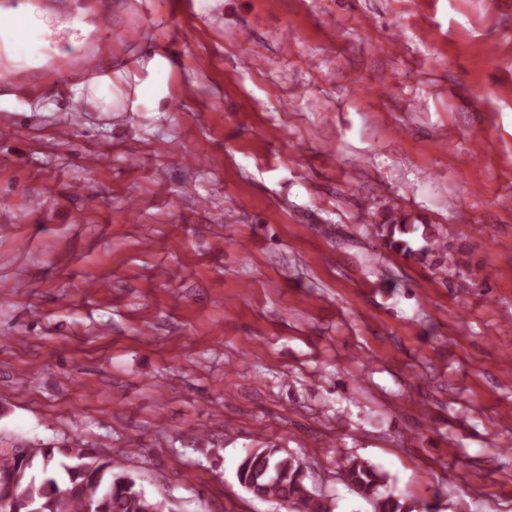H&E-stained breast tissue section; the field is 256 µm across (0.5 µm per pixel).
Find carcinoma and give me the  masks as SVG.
Segmentation results:
<instances>
[{"mask_svg":"<svg viewBox=\"0 0 512 512\" xmlns=\"http://www.w3.org/2000/svg\"><path fill=\"white\" fill-rule=\"evenodd\" d=\"M408 218L381 225L390 247L414 259L440 239L424 235L415 248L395 233H410ZM30 448L23 477L4 483L0 478V512H164V504L148 496L132 474L113 470L112 461L90 450ZM238 483L256 500L273 502L286 512H335L334 499L309 482L306 466L277 448H253L240 460ZM345 486L368 501L373 512H411L400 495L386 491L388 476L357 458L340 462Z\"/></svg>","mask_w":512,"mask_h":512,"instance_id":"1","label":"carcinoma"}]
</instances>
